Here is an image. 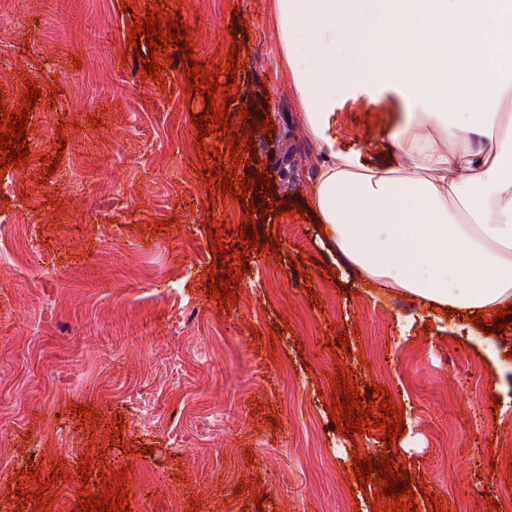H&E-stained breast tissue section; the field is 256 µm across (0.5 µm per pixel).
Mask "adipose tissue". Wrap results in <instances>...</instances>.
Returning a JSON list of instances; mask_svg holds the SVG:
<instances>
[{
	"mask_svg": "<svg viewBox=\"0 0 512 512\" xmlns=\"http://www.w3.org/2000/svg\"><path fill=\"white\" fill-rule=\"evenodd\" d=\"M280 59L322 146L307 203L340 260L422 305L512 307V0H274ZM306 35L313 50L296 45ZM355 47L345 69L341 51ZM396 92L394 166L327 135L343 84Z\"/></svg>",
	"mask_w": 512,
	"mask_h": 512,
	"instance_id": "ef3b65f1",
	"label": "adipose tissue"
}]
</instances>
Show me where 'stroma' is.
<instances>
[{"instance_id": "1", "label": "stroma", "mask_w": 512, "mask_h": 512, "mask_svg": "<svg viewBox=\"0 0 512 512\" xmlns=\"http://www.w3.org/2000/svg\"><path fill=\"white\" fill-rule=\"evenodd\" d=\"M130 2L0 0V57L16 63L0 77V100L16 111L28 83L40 92L15 184L33 206L8 238L12 262H0V304L15 313L0 320V503L30 512L16 494L35 492L24 473L32 463L54 494L39 512H75L85 457L91 471L126 472L131 512H188L194 502L198 512H374L377 487H361L354 460L391 449L419 512L428 493L444 512H512V329L487 336L458 314L432 320L344 265L321 279L318 265L331 260L321 224L272 214L279 201L304 205L320 152L280 65L274 0H159L207 66L246 42L244 69L216 77L235 84L230 114L256 119L252 141L266 156L264 172L238 168L255 188L237 201L210 198L201 179L209 167L198 148L230 162L223 137H198L191 122L206 112V91L185 93L179 58L146 77V37L135 53L126 39L149 0ZM400 110L394 93L373 104L345 87L329 134L337 149L395 164L373 148ZM266 119L272 131L260 128ZM285 148L297 162L289 186L279 176ZM60 153L83 197L47 177V158ZM252 209L282 260L239 247L229 260L247 273L225 308L206 290L210 246L233 244ZM165 220L168 232L153 231ZM187 263L192 276H178ZM275 326L286 334L271 353L260 334ZM347 327L356 335L332 355ZM338 369L364 396L389 387L402 436L336 432L328 376ZM78 404L98 409L100 425L75 415Z\"/></svg>"}]
</instances>
